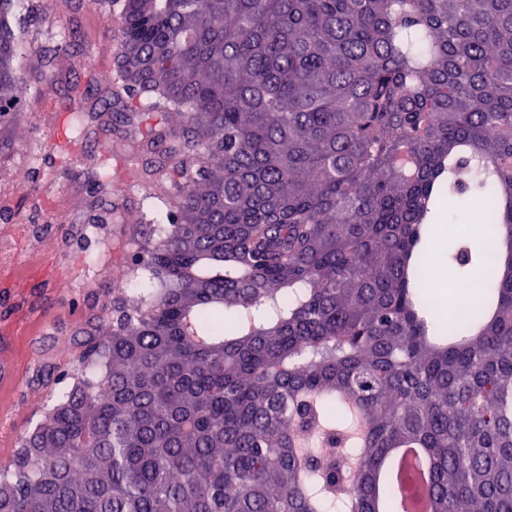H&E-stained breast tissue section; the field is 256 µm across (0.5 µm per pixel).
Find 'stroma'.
<instances>
[{"label":"stroma","instance_id":"1","mask_svg":"<svg viewBox=\"0 0 512 512\" xmlns=\"http://www.w3.org/2000/svg\"><path fill=\"white\" fill-rule=\"evenodd\" d=\"M25 30L24 80L31 107L0 126V442L15 448L50 406L49 388L32 384L42 365L77 354L84 336L104 329L102 290L125 266L152 214L143 192L95 190L97 140L51 153L62 140L58 110L87 68L112 66L117 30L104 0H13ZM68 36L72 53L60 50ZM54 57L45 70V57ZM470 201L453 202L440 248L467 240L482 251L485 238L470 224Z\"/></svg>","mask_w":512,"mask_h":512}]
</instances>
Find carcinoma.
Returning <instances> with one entry per match:
<instances>
[{"mask_svg": "<svg viewBox=\"0 0 512 512\" xmlns=\"http://www.w3.org/2000/svg\"><path fill=\"white\" fill-rule=\"evenodd\" d=\"M0 0V124L30 108ZM117 74L66 131L132 127L169 184L104 331L0 462V512H512V0H112ZM466 195L486 293L426 296Z\"/></svg>", "mask_w": 512, "mask_h": 512, "instance_id": "cac0c4a2", "label": "carcinoma"}]
</instances>
